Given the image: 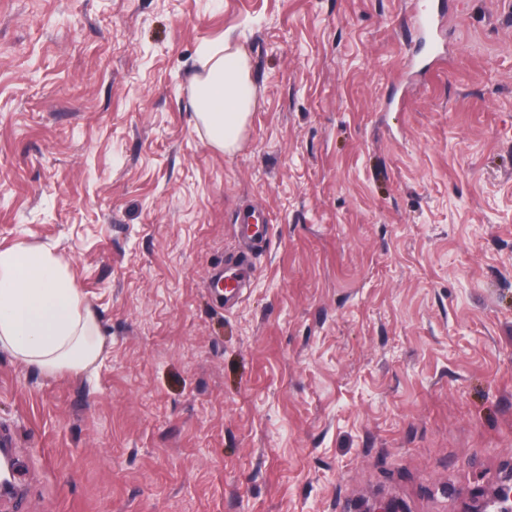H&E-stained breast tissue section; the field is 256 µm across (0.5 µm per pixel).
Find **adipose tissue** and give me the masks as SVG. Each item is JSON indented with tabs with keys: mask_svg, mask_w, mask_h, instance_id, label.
I'll return each mask as SVG.
<instances>
[{
	"mask_svg": "<svg viewBox=\"0 0 512 512\" xmlns=\"http://www.w3.org/2000/svg\"><path fill=\"white\" fill-rule=\"evenodd\" d=\"M190 101L210 143L238 149L258 105L244 50L228 40L206 49ZM104 345L95 312L52 251L28 244L0 250V350L47 374H79Z\"/></svg>",
	"mask_w": 512,
	"mask_h": 512,
	"instance_id": "1",
	"label": "adipose tissue"
}]
</instances>
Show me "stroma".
<instances>
[{
    "label": "stroma",
    "instance_id": "obj_1",
    "mask_svg": "<svg viewBox=\"0 0 512 512\" xmlns=\"http://www.w3.org/2000/svg\"><path fill=\"white\" fill-rule=\"evenodd\" d=\"M425 2L0 0V250L60 256L106 338L0 352V512H461L512 473V0H450L437 68ZM226 36L232 153L188 95ZM201 66L191 86L195 117L213 146L233 152L258 105L247 55L225 38L220 47L205 50ZM233 226L249 248L227 257L224 260V270L216 271L211 275L212 288H216L218 281L224 280V307L238 302L244 289L250 284L251 272L254 268L251 248L263 242L268 230L264 214L252 208L239 209Z\"/></svg>",
    "mask_w": 512,
    "mask_h": 512
}]
</instances>
